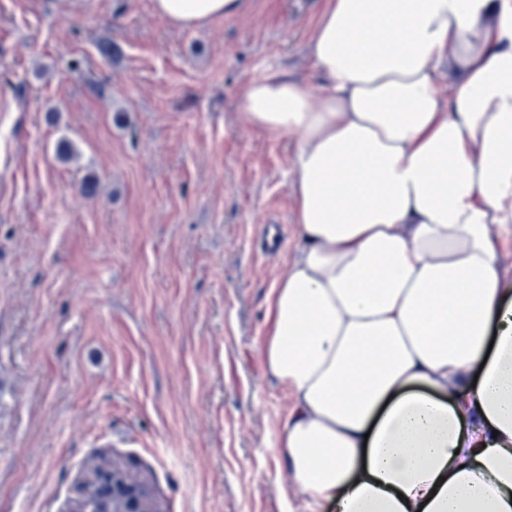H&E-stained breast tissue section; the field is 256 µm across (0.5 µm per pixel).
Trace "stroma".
Returning <instances> with one entry per match:
<instances>
[{
  "label": "stroma",
  "mask_w": 512,
  "mask_h": 512,
  "mask_svg": "<svg viewBox=\"0 0 512 512\" xmlns=\"http://www.w3.org/2000/svg\"><path fill=\"white\" fill-rule=\"evenodd\" d=\"M324 5L189 31L153 0H0V512H65L100 457L160 512H307L261 354L295 139L240 104L272 72L319 88Z\"/></svg>",
  "instance_id": "obj_1"
}]
</instances>
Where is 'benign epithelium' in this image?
Masks as SVG:
<instances>
[{
  "label": "benign epithelium",
  "mask_w": 512,
  "mask_h": 512,
  "mask_svg": "<svg viewBox=\"0 0 512 512\" xmlns=\"http://www.w3.org/2000/svg\"><path fill=\"white\" fill-rule=\"evenodd\" d=\"M68 512H158L148 486L106 460L87 464Z\"/></svg>",
  "instance_id": "1"
}]
</instances>
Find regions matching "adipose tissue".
<instances>
[{
  "mask_svg": "<svg viewBox=\"0 0 512 512\" xmlns=\"http://www.w3.org/2000/svg\"><path fill=\"white\" fill-rule=\"evenodd\" d=\"M242 0H153L181 30ZM317 92L274 72L243 118L297 137L303 244L262 354L292 489L337 512H512V0H325Z\"/></svg>",
  "mask_w": 512,
  "mask_h": 512,
  "instance_id": "adipose-tissue-1",
  "label": "adipose tissue"
}]
</instances>
